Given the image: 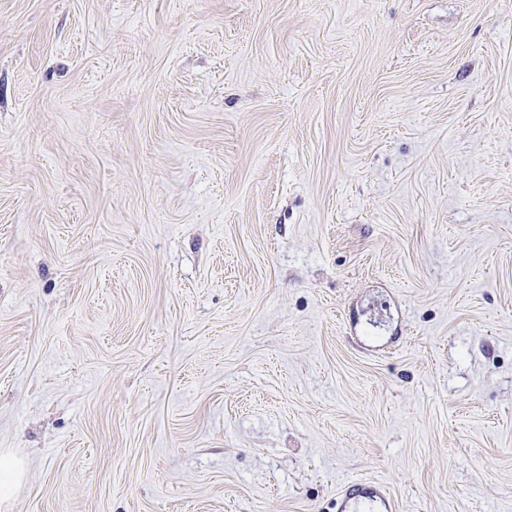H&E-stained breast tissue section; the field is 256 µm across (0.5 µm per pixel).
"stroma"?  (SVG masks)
I'll list each match as a JSON object with an SVG mask.
<instances>
[{"label":"stroma","mask_w":512,"mask_h":512,"mask_svg":"<svg viewBox=\"0 0 512 512\" xmlns=\"http://www.w3.org/2000/svg\"><path fill=\"white\" fill-rule=\"evenodd\" d=\"M0 512H512V0H0ZM21 473L22 468L17 461L4 455L0 457V495L3 500L8 498ZM336 495V512L367 511L365 507L380 512L395 511L394 501L384 485L373 480L347 483Z\"/></svg>","instance_id":"stroma-1"}]
</instances>
